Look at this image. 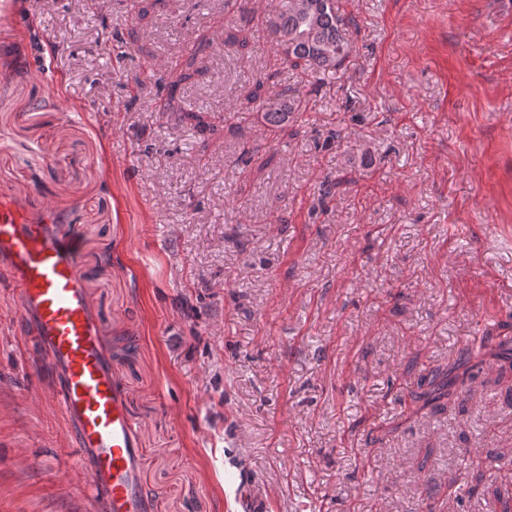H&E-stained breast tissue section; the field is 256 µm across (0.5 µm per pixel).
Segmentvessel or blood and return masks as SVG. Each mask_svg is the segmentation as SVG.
Listing matches in <instances>:
<instances>
[{"mask_svg": "<svg viewBox=\"0 0 512 512\" xmlns=\"http://www.w3.org/2000/svg\"><path fill=\"white\" fill-rule=\"evenodd\" d=\"M77 253L75 234L0 202V268L16 285L20 316L57 379L54 393L99 506L102 512H152L141 484L142 451Z\"/></svg>", "mask_w": 512, "mask_h": 512, "instance_id": "b4317fda", "label": "vessel or blood"}]
</instances>
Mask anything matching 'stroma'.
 <instances>
[{
  "instance_id": "stroma-1",
  "label": "stroma",
  "mask_w": 512,
  "mask_h": 512,
  "mask_svg": "<svg viewBox=\"0 0 512 512\" xmlns=\"http://www.w3.org/2000/svg\"><path fill=\"white\" fill-rule=\"evenodd\" d=\"M8 2L0 197L78 235L155 512H512V0H337L321 79L270 0ZM478 334L470 390L412 403ZM51 385L0 269V512H95ZM299 111V103L288 98V90H283L266 98L261 114L269 127L278 129L288 125L291 115Z\"/></svg>"
}]
</instances>
